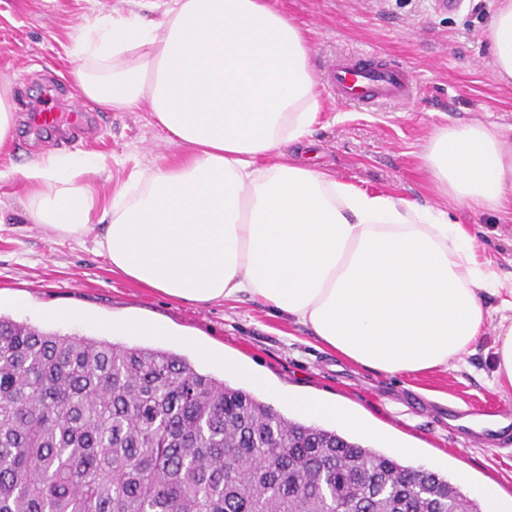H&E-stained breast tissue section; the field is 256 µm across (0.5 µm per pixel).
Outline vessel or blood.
<instances>
[{
	"instance_id": "vessel-or-blood-1",
	"label": "vessel or blood",
	"mask_w": 512,
	"mask_h": 512,
	"mask_svg": "<svg viewBox=\"0 0 512 512\" xmlns=\"http://www.w3.org/2000/svg\"><path fill=\"white\" fill-rule=\"evenodd\" d=\"M323 80L336 98L366 108L382 102L403 104L420 91L416 78L406 67L355 56L330 63L323 72ZM481 413L480 435L492 437L512 431V408L491 405L482 408Z\"/></svg>"
}]
</instances>
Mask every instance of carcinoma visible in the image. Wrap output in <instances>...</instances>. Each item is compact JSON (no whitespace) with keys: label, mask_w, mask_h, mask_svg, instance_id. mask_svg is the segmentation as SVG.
<instances>
[{"label":"carcinoma","mask_w":512,"mask_h":512,"mask_svg":"<svg viewBox=\"0 0 512 512\" xmlns=\"http://www.w3.org/2000/svg\"><path fill=\"white\" fill-rule=\"evenodd\" d=\"M0 512H482L151 348L0 316Z\"/></svg>","instance_id":"1"}]
</instances>
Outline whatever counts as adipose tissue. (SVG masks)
Instances as JSON below:
<instances>
[{
    "mask_svg": "<svg viewBox=\"0 0 512 512\" xmlns=\"http://www.w3.org/2000/svg\"><path fill=\"white\" fill-rule=\"evenodd\" d=\"M171 2L158 21L145 16L158 0H141L82 26L74 76L102 108L149 106L186 157L100 207L81 183L88 158L44 153L18 168L29 219L66 237L100 224L97 245L125 278L193 303L262 300L271 316L388 374L460 370L496 321L491 382L512 388V294L470 232L290 157L321 111L304 31L271 0ZM487 38L497 73L512 78V0H500ZM423 161L440 195L512 211V145L497 127L441 129ZM287 401L378 437L373 420L340 402Z\"/></svg>",
    "mask_w": 512,
    "mask_h": 512,
    "instance_id": "1",
    "label": "adipose tissue"
}]
</instances>
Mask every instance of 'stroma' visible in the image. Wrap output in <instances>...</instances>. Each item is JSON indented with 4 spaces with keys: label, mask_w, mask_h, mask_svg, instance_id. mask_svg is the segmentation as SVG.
I'll return each instance as SVG.
<instances>
[{
    "label": "stroma",
    "mask_w": 512,
    "mask_h": 512,
    "mask_svg": "<svg viewBox=\"0 0 512 512\" xmlns=\"http://www.w3.org/2000/svg\"><path fill=\"white\" fill-rule=\"evenodd\" d=\"M306 33L314 76L341 56L360 54L405 65L421 85L405 106L359 108L320 92L312 167L371 193L403 198L442 210L471 225L480 260L490 262L512 289V214L473 210L438 194L422 155L440 129L480 122L512 127V81L499 77L485 46L499 0H272ZM123 0H0V80H9L23 110L65 111L82 102L98 132L74 139L72 132L31 128L19 118L8 156L0 157V315L68 336L104 339L126 347H149L186 358L197 371L234 388L225 358L252 366L265 384L250 392L287 418L296 413L275 402L273 392L340 400L372 418L381 438L376 450L393 454L413 448L407 465L436 471L462 488L494 485L512 502V444L492 454L448 416L466 402L512 405V393L489 384L494 327L466 356L461 371L390 375L342 359L299 325L271 318L258 300L196 305L141 287L114 273L96 241L100 228L61 237L26 216V186L14 172L54 150L95 154L105 171L82 183L105 201L149 168L183 158L187 149L170 141L149 108L114 112L81 100L71 54L84 20L122 7ZM60 308L73 319L47 321L42 310ZM127 319L165 328L162 336H136Z\"/></svg>",
    "instance_id": "obj_1"
}]
</instances>
